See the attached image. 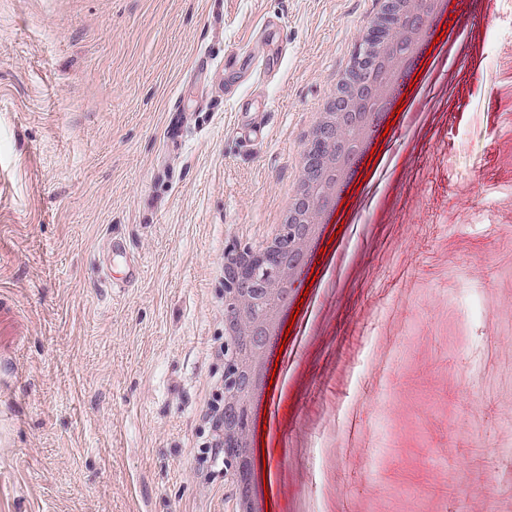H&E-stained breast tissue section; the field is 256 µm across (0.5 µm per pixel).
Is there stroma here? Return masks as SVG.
<instances>
[{
	"instance_id": "1",
	"label": "stroma",
	"mask_w": 512,
	"mask_h": 512,
	"mask_svg": "<svg viewBox=\"0 0 512 512\" xmlns=\"http://www.w3.org/2000/svg\"><path fill=\"white\" fill-rule=\"evenodd\" d=\"M370 0H0V512H229L196 457L209 351L224 300V242H259L276 219L304 134ZM502 0L473 20L477 71L426 84L435 108L418 149L397 134L352 224L327 242L357 262L321 270L304 312L326 336L288 338V497L303 512H480L474 488L512 512V221L484 222L512 189V111L494 88L512 23ZM277 19L275 32L260 20ZM288 51L242 92L268 104L270 134L241 142L231 71ZM208 57L206 69L195 67ZM181 146L168 143L173 108ZM414 200L409 224L365 227L384 191ZM142 275L112 290V237ZM499 391L464 411L462 393ZM435 409L414 431L398 414ZM481 449L466 481L440 475Z\"/></svg>"
}]
</instances>
